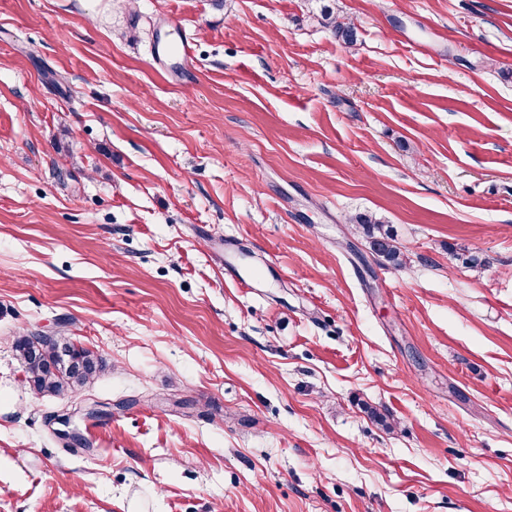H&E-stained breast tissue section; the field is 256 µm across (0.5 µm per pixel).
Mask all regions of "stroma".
I'll return each mask as SVG.
<instances>
[{
    "mask_svg": "<svg viewBox=\"0 0 512 512\" xmlns=\"http://www.w3.org/2000/svg\"><path fill=\"white\" fill-rule=\"evenodd\" d=\"M327 2L0 0V512H512V0ZM313 17L320 24L332 27L336 32V36L345 44L353 45L356 42L357 27L354 22L346 18L339 20L330 5L323 4L320 6L318 13H313ZM170 27L176 38L164 43L157 42L153 59L169 71L175 69L181 73L188 66L189 62L193 60L194 44L190 38L182 34V27L179 21L172 18L170 20ZM354 223L359 224L365 237L369 240L372 250L388 263L394 266H402L404 254L398 246L394 234L385 229L384 222L372 214H358ZM14 349L27 382L40 394L72 397L103 368L97 352L70 338H48L23 333Z\"/></svg>",
    "mask_w": 512,
    "mask_h": 512,
    "instance_id": "stroma-1",
    "label": "stroma"
}]
</instances>
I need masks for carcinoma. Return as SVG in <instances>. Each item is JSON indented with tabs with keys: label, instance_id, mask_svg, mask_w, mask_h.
<instances>
[{
	"label": "carcinoma",
	"instance_id": "carcinoma-1",
	"mask_svg": "<svg viewBox=\"0 0 512 512\" xmlns=\"http://www.w3.org/2000/svg\"><path fill=\"white\" fill-rule=\"evenodd\" d=\"M314 18L334 29L345 44L356 42L357 27L350 19L336 17L329 5H322ZM372 250L388 263L402 266L404 254L394 234L384 222L371 214L355 216ZM14 349L27 382L40 394L71 397L81 391L103 368V359L97 352L74 343L68 337L48 338L23 333L14 340Z\"/></svg>",
	"mask_w": 512,
	"mask_h": 512
}]
</instances>
